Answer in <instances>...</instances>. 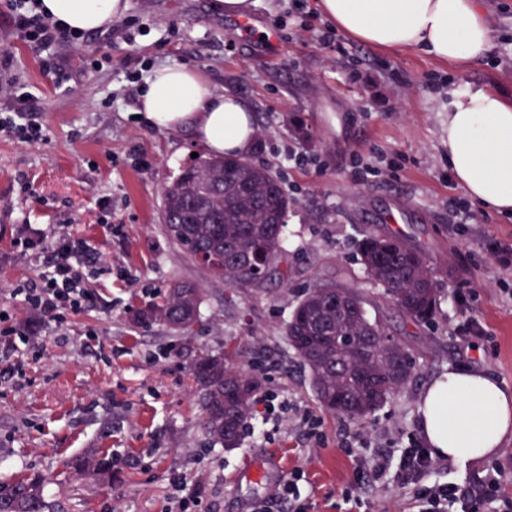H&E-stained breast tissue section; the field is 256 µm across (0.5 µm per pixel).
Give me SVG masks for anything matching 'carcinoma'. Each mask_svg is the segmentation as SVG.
Returning <instances> with one entry per match:
<instances>
[{"mask_svg": "<svg viewBox=\"0 0 512 512\" xmlns=\"http://www.w3.org/2000/svg\"><path fill=\"white\" fill-rule=\"evenodd\" d=\"M291 201L271 169L231 156H200L163 190V222L170 239L192 260L230 287L259 286L278 270ZM366 278L414 323L435 314L439 277L448 275L405 240L367 234L358 243ZM200 288L176 283L163 299L137 310L140 325L164 324L186 332L197 321ZM284 336L307 370L321 405L358 420L374 412L413 376L408 355L370 318L359 289L317 283L294 307ZM189 372L199 386L205 433L236 448L254 416L261 381L224 355L201 348ZM65 470L112 482L115 460L107 453L69 457ZM47 481L41 476L0 480V512H45Z\"/></svg>", "mask_w": 512, "mask_h": 512, "instance_id": "carcinoma-1", "label": "carcinoma"}]
</instances>
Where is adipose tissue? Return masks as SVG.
Returning <instances> with one entry per match:
<instances>
[{
	"mask_svg": "<svg viewBox=\"0 0 512 512\" xmlns=\"http://www.w3.org/2000/svg\"><path fill=\"white\" fill-rule=\"evenodd\" d=\"M55 20L88 32L111 24L123 0H42ZM336 29L383 51L418 50L461 67L485 57L492 32L480 0H318ZM147 120L189 128L213 155H246L255 145L251 104L211 86L197 70L157 68L139 98ZM448 168L476 202L512 214V100L496 91L452 92L448 103ZM421 437L433 456L480 461L512 441V386L480 371L452 367L419 395Z\"/></svg>",
	"mask_w": 512,
	"mask_h": 512,
	"instance_id": "ef3b65f1",
	"label": "adipose tissue"
}]
</instances>
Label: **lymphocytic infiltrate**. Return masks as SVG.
I'll return each mask as SVG.
<instances>
[{"label": "lymphocytic infiltrate", "mask_w": 512, "mask_h": 512, "mask_svg": "<svg viewBox=\"0 0 512 512\" xmlns=\"http://www.w3.org/2000/svg\"><path fill=\"white\" fill-rule=\"evenodd\" d=\"M0 14L11 17L14 39L37 54L75 49L85 39L84 34L63 28L45 14L41 0H0ZM9 66L8 54H1L0 98L6 105L0 109V132L24 144L46 141V129L31 111L30 93L4 76ZM16 245L21 255L40 262L36 281L13 291L34 313L59 326L70 315L97 307L99 297L86 288L84 277L91 272L111 273L112 264L87 240L71 233L51 236L41 225L23 224ZM347 450L355 454L360 468L375 476L393 472L395 487L409 495L416 512H512V497L501 492L499 470H489L478 482L461 485L433 480L442 464L420 443L398 452L378 450L370 457L358 453L352 442Z\"/></svg>", "instance_id": "lymphocytic-infiltrate-1"}]
</instances>
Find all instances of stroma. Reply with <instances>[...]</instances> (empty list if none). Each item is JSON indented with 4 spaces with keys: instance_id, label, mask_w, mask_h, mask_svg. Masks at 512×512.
<instances>
[{
    "instance_id": "1",
    "label": "stroma",
    "mask_w": 512,
    "mask_h": 512,
    "mask_svg": "<svg viewBox=\"0 0 512 512\" xmlns=\"http://www.w3.org/2000/svg\"><path fill=\"white\" fill-rule=\"evenodd\" d=\"M111 39L87 33L83 51L110 60L83 67L66 50L57 72L13 40L0 15V52L26 86L49 139L21 144L0 133V306L29 344L0 335V480L49 478L54 512H177L183 492L201 512H247L302 471L308 512H411L408 495L360 471L344 452L346 433L374 448L419 437L416 400L450 366L484 370L512 384V214L469 200L448 170L441 109L449 88L482 86L512 99V0H482L492 47L460 70L415 51L386 52L331 30L316 0H258L248 24L218 0H126ZM194 68L217 88L243 96L264 128L252 152L292 201L284 242L288 282L230 288L172 242L162 222L163 189L204 148L190 129H161L138 117L150 72ZM296 119L315 134L288 129ZM29 193H22L19 179ZM21 224L86 238L112 262L115 277L89 279L103 307L43 321L12 299L38 262L20 256ZM396 235L446 268L434 319L407 322L356 254L367 233ZM202 290L189 338L133 315L175 281ZM319 280L359 288L371 318L407 352L414 378L374 413L351 421L327 412L283 330L304 291ZM479 283L476 316L486 350H468L454 328L452 291ZM248 361L277 396L258 410L238 447L205 434L200 393L188 374L195 347ZM103 448L117 459L111 485L65 474L66 457Z\"/></svg>"
}]
</instances>
